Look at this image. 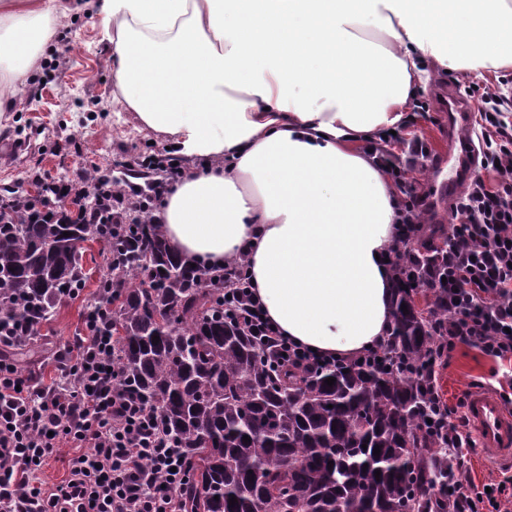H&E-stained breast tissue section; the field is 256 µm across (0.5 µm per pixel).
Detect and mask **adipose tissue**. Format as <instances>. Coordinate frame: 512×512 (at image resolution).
<instances>
[{"label":"adipose tissue","mask_w":512,"mask_h":512,"mask_svg":"<svg viewBox=\"0 0 512 512\" xmlns=\"http://www.w3.org/2000/svg\"><path fill=\"white\" fill-rule=\"evenodd\" d=\"M63 0H0V112ZM115 100L190 160L156 214L191 263L246 255L283 335L350 359L383 343L400 201L369 144L431 72L512 67V0H102Z\"/></svg>","instance_id":"obj_1"}]
</instances>
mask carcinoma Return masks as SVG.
Instances as JSON below:
<instances>
[{"label":"carcinoma","mask_w":512,"mask_h":512,"mask_svg":"<svg viewBox=\"0 0 512 512\" xmlns=\"http://www.w3.org/2000/svg\"><path fill=\"white\" fill-rule=\"evenodd\" d=\"M63 184L37 179L34 193L0 195V293L19 299L0 305V318L51 320L63 288L85 281L81 244L104 243L116 259L112 280L98 281L112 303V361L127 397L151 405L186 451L183 512L440 508L448 457L440 432L426 426L440 402L421 366L441 327L445 225L421 229L405 253L381 360L300 375L224 318V282L173 253L161 225L138 216L114 238L109 225L85 222L107 193L73 198V216Z\"/></svg>","instance_id":"cac0c4a2"}]
</instances>
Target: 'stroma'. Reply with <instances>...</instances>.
Returning a JSON list of instances; mask_svg holds the SVG:
<instances>
[{
    "label": "stroma",
    "instance_id": "35a3bbf8",
    "mask_svg": "<svg viewBox=\"0 0 512 512\" xmlns=\"http://www.w3.org/2000/svg\"><path fill=\"white\" fill-rule=\"evenodd\" d=\"M101 0H75L71 18L55 26L51 46L61 56L60 69L47 61L30 72V80L12 111L0 115V191L29 187L33 176L77 177L99 168L120 173L135 157L165 154V136L137 128L134 113L112 100V58L104 39ZM472 77L439 71L417 93L419 102L404 130L405 139H422L429 152L448 148V114L452 92H465ZM88 274L79 296L62 298L45 334L17 351L24 374L50 381L52 357L84 331V318L97 298L96 282L106 264L101 243L83 245ZM503 366L479 349L457 346L439 379L448 405H455L474 382L501 378Z\"/></svg>",
    "mask_w": 512,
    "mask_h": 512
}]
</instances>
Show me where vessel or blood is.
I'll return each mask as SVG.
<instances>
[{
    "label": "vessel or blood",
    "mask_w": 512,
    "mask_h": 512,
    "mask_svg": "<svg viewBox=\"0 0 512 512\" xmlns=\"http://www.w3.org/2000/svg\"><path fill=\"white\" fill-rule=\"evenodd\" d=\"M467 412L485 455L512 465V414L503 409L495 396L484 391L471 394Z\"/></svg>",
    "instance_id": "1"
}]
</instances>
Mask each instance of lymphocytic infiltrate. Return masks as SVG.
<instances>
[{
	"mask_svg": "<svg viewBox=\"0 0 512 512\" xmlns=\"http://www.w3.org/2000/svg\"><path fill=\"white\" fill-rule=\"evenodd\" d=\"M469 95L478 103L481 160L451 206L448 315L437 349L447 360L466 344L512 365V122L504 119L512 104L482 87ZM183 173L173 158L158 160L157 188L148 199L133 187L113 186V223H125L136 208L146 214L159 210ZM390 175L402 195L401 223L389 251L395 267L430 205L400 167L391 166ZM220 271L227 308L253 335L266 338L285 363L306 373L335 365L334 357L308 351L272 329L253 297L245 261L224 264ZM111 312L101 302L87 311L83 336L54 353V377L47 384L22 373L6 353L35 341L41 326L20 318L0 321V512H67L75 498L84 501L86 512H180L185 451L162 432L151 407L125 396L111 368L112 332L104 323ZM465 405L461 399L443 409L447 512H512V474L487 491L469 478L477 441ZM57 459L66 461L67 477L44 486L39 474Z\"/></svg>",
	"mask_w": 512,
	"mask_h": 512,
	"instance_id": "obj_1",
	"label": "lymphocytic infiltrate"
}]
</instances>
